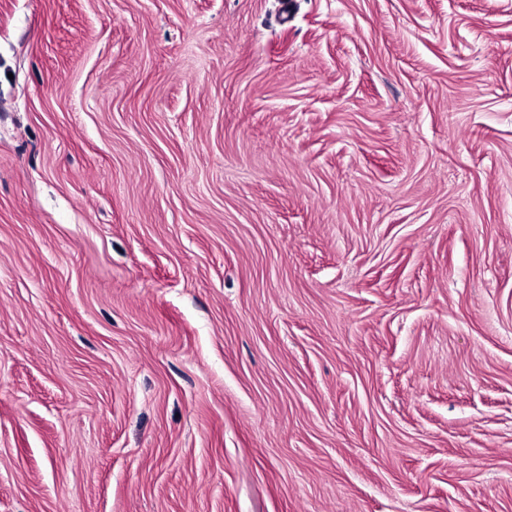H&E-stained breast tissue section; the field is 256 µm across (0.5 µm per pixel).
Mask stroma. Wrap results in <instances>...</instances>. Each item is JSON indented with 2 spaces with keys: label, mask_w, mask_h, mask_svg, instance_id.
Instances as JSON below:
<instances>
[{
  "label": "stroma",
  "mask_w": 512,
  "mask_h": 512,
  "mask_svg": "<svg viewBox=\"0 0 512 512\" xmlns=\"http://www.w3.org/2000/svg\"><path fill=\"white\" fill-rule=\"evenodd\" d=\"M0 512H512V0H0Z\"/></svg>",
  "instance_id": "35a3bbf8"
}]
</instances>
